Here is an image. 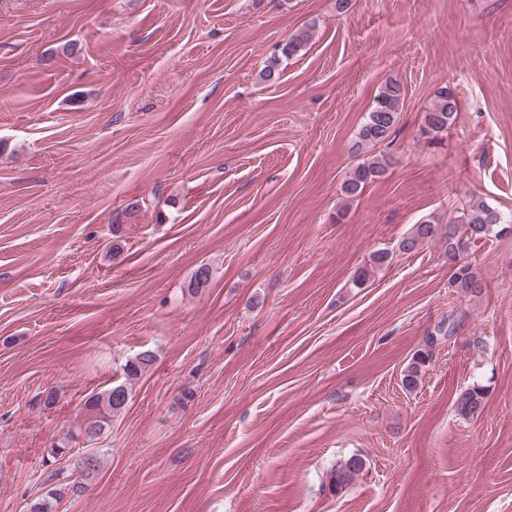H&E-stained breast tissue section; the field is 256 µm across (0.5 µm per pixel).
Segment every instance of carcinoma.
<instances>
[{
    "mask_svg": "<svg viewBox=\"0 0 512 512\" xmlns=\"http://www.w3.org/2000/svg\"><path fill=\"white\" fill-rule=\"evenodd\" d=\"M308 34L300 32L291 36L288 42L281 48L285 57L295 55L307 42ZM404 101V90L397 81L386 82L374 105L366 113L356 133L355 149L362 153L364 150H373L376 146L386 142L393 133L398 114ZM458 112L457 100L454 93L443 87L437 91L435 99L426 109L421 133L429 143H438L448 133V127L454 121ZM390 166L387 154L380 152L371 155L350 172L344 180L342 190L348 197L360 195L366 186L381 178ZM512 230V225L507 224L503 214L495 207L480 200L474 201L469 208L458 217V222L448 225L445 232V252L448 263L453 265L454 273L449 286L458 293L477 294L482 289V282L474 264L463 257L467 246L471 242L487 238L490 234H499ZM436 225L424 221L415 225L412 234L399 243V250L411 252L422 242L435 237ZM391 254L386 249H379L371 256L373 267H366L356 271L351 278V287L360 288L366 284L373 269L381 267L389 262ZM430 357V351L425 350L414 357L402 378L403 386L409 389L417 387L422 365ZM153 362V355L149 351H143L134 361L126 366V382L115 385L100 393L91 395L83 405V417L79 421L76 432H69L63 441L50 448V455L64 454L69 450V442L80 436L86 440H97L112 426V418L126 407L129 401V384L144 372ZM484 404L482 387L473 385L463 390L457 400V411L463 416H472L479 412ZM365 462L359 456H351L336 464L331 474V486L340 491L352 482L364 469ZM97 461L91 457H84L81 462L80 477L71 479V475L63 474L62 470L52 471L44 479V492L29 505V512H55L59 502L66 496L78 497L88 481L96 471Z\"/></svg>",
    "mask_w": 512,
    "mask_h": 512,
    "instance_id": "1",
    "label": "carcinoma"
}]
</instances>
